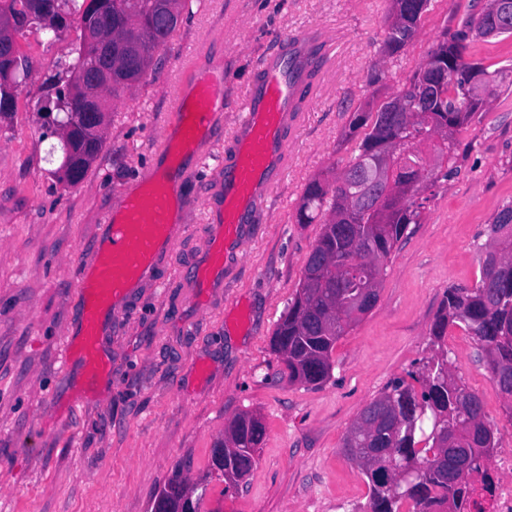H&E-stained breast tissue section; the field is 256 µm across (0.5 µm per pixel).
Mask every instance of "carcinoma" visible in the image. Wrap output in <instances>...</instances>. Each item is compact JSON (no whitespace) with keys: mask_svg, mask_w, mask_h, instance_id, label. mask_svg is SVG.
<instances>
[{"mask_svg":"<svg viewBox=\"0 0 512 512\" xmlns=\"http://www.w3.org/2000/svg\"><path fill=\"white\" fill-rule=\"evenodd\" d=\"M183 0H0V12L20 17L15 32L34 26L56 37L73 17L79 29L72 59L57 64V87L52 133L61 140L62 160L52 170L58 181L79 184L103 147V129L87 124L86 109L107 103L106 97L80 87L90 73L112 70V92L129 88L147 74L154 55L167 48L178 25ZM392 7L383 52L398 54L421 26L431 0H391ZM69 6L62 13L61 5ZM492 34L512 36V0H485L460 29L447 33L415 72L409 85L375 108L353 113L349 133L367 128L358 153L332 180L312 179L305 188L296 219L312 224L323 217V227L302 271L299 289L276 324L271 344L281 354L283 374L291 383L319 385L332 371L336 341L355 325L345 301L362 283L379 289L386 262L411 224L420 221L431 189L439 177L453 174L456 135L489 103L493 88L512 76V70H488L464 60L467 42ZM486 87L485 95L460 106L470 72ZM30 74L28 60L20 59L15 36L0 35V118L12 114L19 85ZM437 134L443 143L434 149L445 155V165L424 164L419 171L401 173L393 184H366L365 201L354 198L355 186L365 184V169L390 151L416 150ZM512 206L493 224L495 237L486 253L500 255L496 268L482 260L481 276L472 288H450L429 331V356L413 375L415 390L399 380L386 387L372 403L387 401L397 412L399 426L380 427L371 434L375 447L386 452L385 465L348 456L365 474L369 486L367 512H401L410 502L416 512H464L479 478L481 489L492 493L495 480L489 464L479 462L498 447L499 432L485 418L480 397L454 377L444 346L448 326L462 323L475 336L490 373H509L511 381L491 378L504 400L512 403V236L503 234ZM457 434L476 463L468 475L451 476L453 461L438 447L440 432ZM265 434L263 424L250 413L236 415L225 427L224 468L239 477L249 474ZM412 473L395 481L390 463Z\"/></svg>","mask_w":512,"mask_h":512,"instance_id":"1","label":"carcinoma"}]
</instances>
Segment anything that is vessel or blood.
I'll list each match as a JSON object with an SVG mask.
<instances>
[{
	"label": "vessel or blood",
	"instance_id": "1",
	"mask_svg": "<svg viewBox=\"0 0 512 512\" xmlns=\"http://www.w3.org/2000/svg\"><path fill=\"white\" fill-rule=\"evenodd\" d=\"M290 55L271 51L262 61L263 80L244 99V113L236 125L235 160L224 170V193L219 219L207 237L202 266L193 273L195 287H211L224 273L228 245L239 241L246 216L270 193L286 165L285 131L294 120L295 101L305 78L303 63L329 65L332 45L322 40L311 50V35H283ZM224 73L199 69L189 88L173 96L172 136L158 146L162 165L147 169L140 190L114 203L105 216L108 233L95 245L88 272L78 286L82 305L79 336L69 339L67 352L78 353L89 378L105 368L99 355L103 325L129 288L149 276L173 248L183 227L173 217L174 206L190 208L181 194L184 162L200 156L211 138L217 110L224 107Z\"/></svg>",
	"mask_w": 512,
	"mask_h": 512
}]
</instances>
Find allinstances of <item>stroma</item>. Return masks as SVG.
<instances>
[{
  "instance_id": "35a3bbf8",
  "label": "stroma",
  "mask_w": 512,
  "mask_h": 512,
  "mask_svg": "<svg viewBox=\"0 0 512 512\" xmlns=\"http://www.w3.org/2000/svg\"><path fill=\"white\" fill-rule=\"evenodd\" d=\"M390 0H186L167 49L133 88L120 92L100 158L78 185L52 171L58 138H42V83L69 60L75 26L54 39L28 27L16 36L32 75L12 116L0 119V512H150L174 468L206 475L211 449L236 414L259 415L265 436L246 481L211 479L200 512H365L367 478L343 450L360 411L387 385L417 369L449 287L480 279L490 226L512 205V85L503 84L460 132L455 171L440 180L420 223L409 225L386 266L374 308L337 341L330 377L289 383L270 347L294 298L320 225L295 214L306 185L343 167L354 111L408 84L445 31L460 28L471 0H431L417 36L383 57ZM322 31L334 44L286 136L288 164L265 204L250 213L227 251L224 279L208 303L193 297L210 213L242 101L265 54L283 33ZM223 68L224 111L202 167L182 192L194 205L172 252L129 289L100 341L111 362L86 385L82 360L66 361L77 327L76 285L105 232L103 219L137 191L171 134L170 104L183 56ZM467 61L512 66V36L470 42ZM448 357L483 402L486 420L512 445L505 400L476 339L448 329Z\"/></svg>"
}]
</instances>
